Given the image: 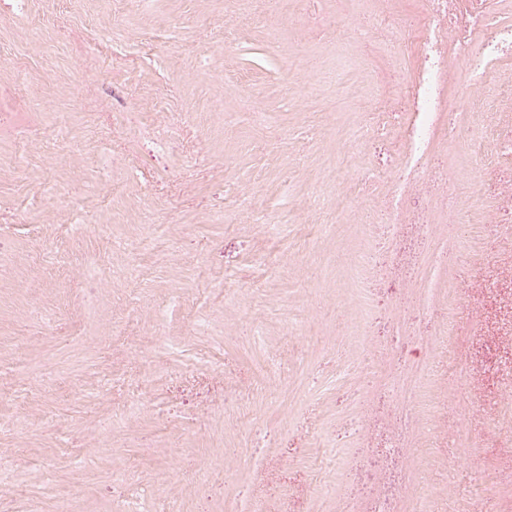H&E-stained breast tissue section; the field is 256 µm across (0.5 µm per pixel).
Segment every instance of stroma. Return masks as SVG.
I'll list each match as a JSON object with an SVG mask.
<instances>
[{"instance_id":"35a3bbf8","label":"stroma","mask_w":512,"mask_h":512,"mask_svg":"<svg viewBox=\"0 0 512 512\" xmlns=\"http://www.w3.org/2000/svg\"><path fill=\"white\" fill-rule=\"evenodd\" d=\"M426 9L0 0V512H512V55L404 177L346 30Z\"/></svg>"}]
</instances>
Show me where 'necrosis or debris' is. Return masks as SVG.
<instances>
[{
    "label": "necrosis or debris",
    "instance_id": "4bbe7bcc",
    "mask_svg": "<svg viewBox=\"0 0 512 512\" xmlns=\"http://www.w3.org/2000/svg\"><path fill=\"white\" fill-rule=\"evenodd\" d=\"M496 0H429L425 23L405 31L403 49L422 58L417 80L407 97L415 111L435 112L441 106V91L448 78L447 50L460 55L472 79H480L486 68L501 56L512 53V25L499 24L494 15ZM482 50L470 52L473 39Z\"/></svg>",
    "mask_w": 512,
    "mask_h": 512
}]
</instances>
